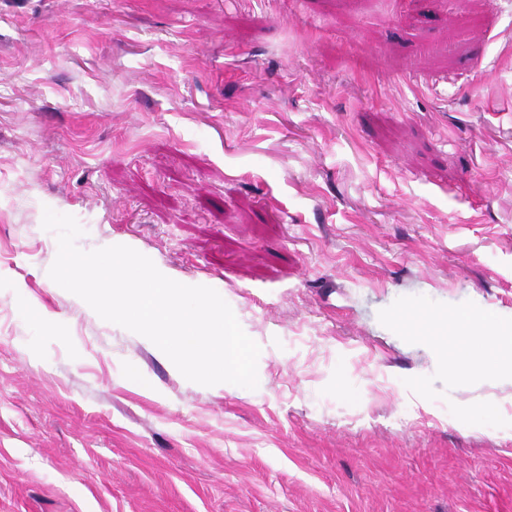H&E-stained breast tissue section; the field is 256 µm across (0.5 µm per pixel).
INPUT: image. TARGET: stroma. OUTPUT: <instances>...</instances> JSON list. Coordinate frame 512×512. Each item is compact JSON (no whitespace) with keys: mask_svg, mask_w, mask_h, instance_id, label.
I'll use <instances>...</instances> for the list:
<instances>
[{"mask_svg":"<svg viewBox=\"0 0 512 512\" xmlns=\"http://www.w3.org/2000/svg\"><path fill=\"white\" fill-rule=\"evenodd\" d=\"M214 288L258 387L48 275L43 210ZM512 0H0V512H512ZM400 319L414 335L427 340L441 352L446 350L447 353L448 329L454 331L462 340L480 341L492 351L498 349L502 343L501 339L486 327L465 320L456 321L450 314L418 311L410 316H401Z\"/></svg>","mask_w":512,"mask_h":512,"instance_id":"35a3bbf8","label":"stroma"}]
</instances>
